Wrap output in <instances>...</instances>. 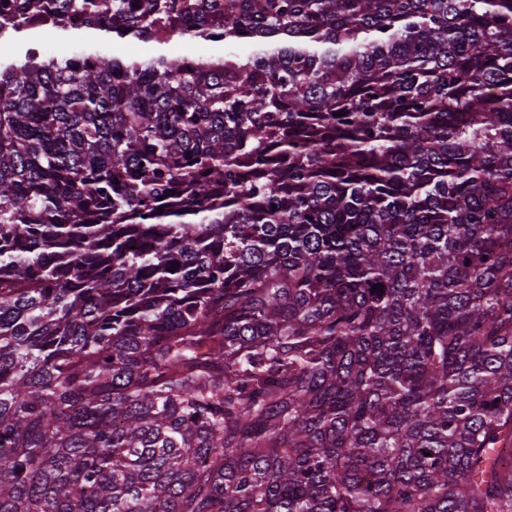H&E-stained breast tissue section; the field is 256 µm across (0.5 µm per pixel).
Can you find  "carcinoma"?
<instances>
[{"mask_svg":"<svg viewBox=\"0 0 512 512\" xmlns=\"http://www.w3.org/2000/svg\"><path fill=\"white\" fill-rule=\"evenodd\" d=\"M0 512H512V0H0ZM84 38L80 36H71L67 39L61 38L52 32H44L39 39L29 33H26L20 40L16 42L17 48L24 51L26 48L38 44V46H47L44 48V54L54 56L61 51L66 50L71 45H84Z\"/></svg>","mask_w":512,"mask_h":512,"instance_id":"cac0c4a2","label":"carcinoma"}]
</instances>
